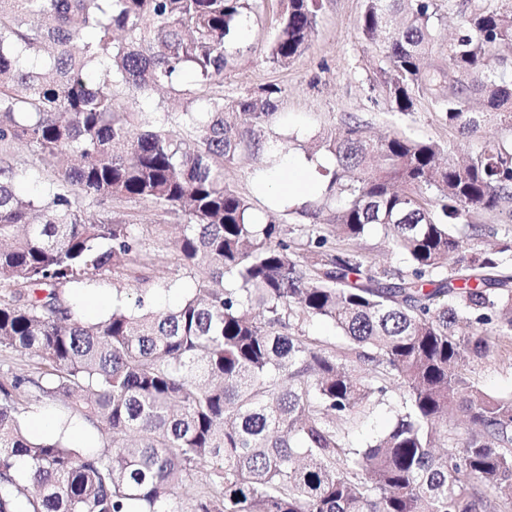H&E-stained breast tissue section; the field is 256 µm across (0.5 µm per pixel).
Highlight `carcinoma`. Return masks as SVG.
I'll list each match as a JSON object with an SVG mask.
<instances>
[{"instance_id": "obj_1", "label": "carcinoma", "mask_w": 512, "mask_h": 512, "mask_svg": "<svg viewBox=\"0 0 512 512\" xmlns=\"http://www.w3.org/2000/svg\"><path fill=\"white\" fill-rule=\"evenodd\" d=\"M250 0H0V350L39 361L0 383V512H508L512 397L471 377L464 353L512 337L504 237L475 248L512 204V6L499 0H365L358 29L377 54L392 110L420 100L463 138L494 116L509 137L462 159L433 140H372L344 121L322 138L327 182L301 213L313 249L224 184V163L263 149L280 89L224 103ZM319 0H285L268 58L306 49ZM455 26L444 47L438 31ZM190 71L195 83L185 85ZM163 89L177 102L144 111ZM29 145L43 196L14 189ZM133 198L179 220L181 260L198 271L163 311L121 299L99 322L76 292L146 267L130 225L77 198ZM383 230L407 269L357 248ZM312 318L344 336L305 335ZM390 429L351 436L393 386ZM35 409L91 431L35 439Z\"/></svg>"}]
</instances>
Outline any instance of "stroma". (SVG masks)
Returning <instances> with one entry per match:
<instances>
[{
    "label": "stroma",
    "mask_w": 512,
    "mask_h": 512,
    "mask_svg": "<svg viewBox=\"0 0 512 512\" xmlns=\"http://www.w3.org/2000/svg\"><path fill=\"white\" fill-rule=\"evenodd\" d=\"M317 25L307 49L290 65L281 67L268 59L267 48L274 36L280 0H256L243 19V42L249 51L224 72L225 101L258 93L264 86L278 87L279 115L267 133L261 152L236 157L224 166V181L244 196L259 219L276 216L287 239L306 244L302 229L307 217L291 207L278 206L259 190V181L273 167L292 159L309 160L313 171L330 169L333 157L318 150L325 131L351 118L371 134L388 131L415 139H431L450 145L453 152L477 150L483 139L503 136L500 125L490 123L475 138L460 137L449 128L428 102H420L403 115L372 90L375 64L360 37L357 23L364 0H320ZM82 210L94 216L113 214L132 224L133 233L151 262L138 272L116 270L97 277L80 296L85 321L94 323L105 315L93 302L119 293L128 305L144 300L147 308L165 310L176 306L186 288L192 287L195 271L182 264L174 250L173 218L163 207L145 201H91L79 199ZM476 384L494 396L512 395V341L503 340L490 359L470 364ZM402 391L393 388L366 414L352 439L362 447L388 430Z\"/></svg>",
    "instance_id": "1"
}]
</instances>
